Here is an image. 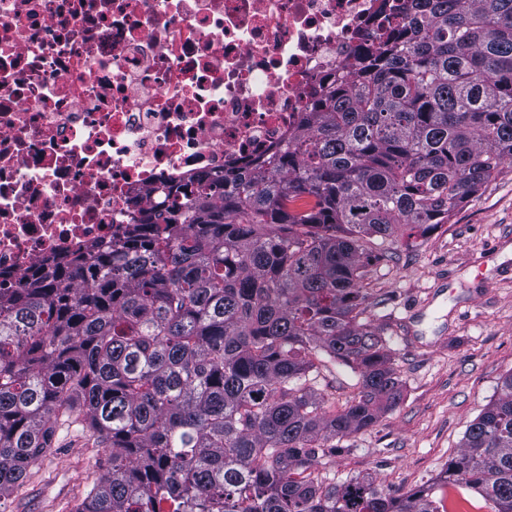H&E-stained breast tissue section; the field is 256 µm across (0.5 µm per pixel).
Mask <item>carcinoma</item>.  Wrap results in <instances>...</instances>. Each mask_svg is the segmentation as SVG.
<instances>
[{
  "mask_svg": "<svg viewBox=\"0 0 512 512\" xmlns=\"http://www.w3.org/2000/svg\"><path fill=\"white\" fill-rule=\"evenodd\" d=\"M406 22L245 178L202 173L127 236L0 293V495L58 419L110 449L75 512H512V373L429 483L316 465L401 400L361 322L375 236L448 223L512 158V0ZM340 361L358 393L326 411Z\"/></svg>",
  "mask_w": 512,
  "mask_h": 512,
  "instance_id": "1",
  "label": "carcinoma"
}]
</instances>
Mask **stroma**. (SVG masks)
<instances>
[{"mask_svg": "<svg viewBox=\"0 0 512 512\" xmlns=\"http://www.w3.org/2000/svg\"><path fill=\"white\" fill-rule=\"evenodd\" d=\"M373 242L388 257L363 282V321L385 337L403 399L374 426L338 440L319 470L410 489L436 477L512 373V159L448 224ZM107 461L92 438L59 430L0 498V512H74Z\"/></svg>", "mask_w": 512, "mask_h": 512, "instance_id": "1", "label": "stroma"}]
</instances>
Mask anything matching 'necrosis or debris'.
I'll use <instances>...</instances> for the list:
<instances>
[{
    "instance_id": "necrosis-or-debris-1",
    "label": "necrosis or debris",
    "mask_w": 512,
    "mask_h": 512,
    "mask_svg": "<svg viewBox=\"0 0 512 512\" xmlns=\"http://www.w3.org/2000/svg\"><path fill=\"white\" fill-rule=\"evenodd\" d=\"M398 0H0V289L298 133Z\"/></svg>"
}]
</instances>
